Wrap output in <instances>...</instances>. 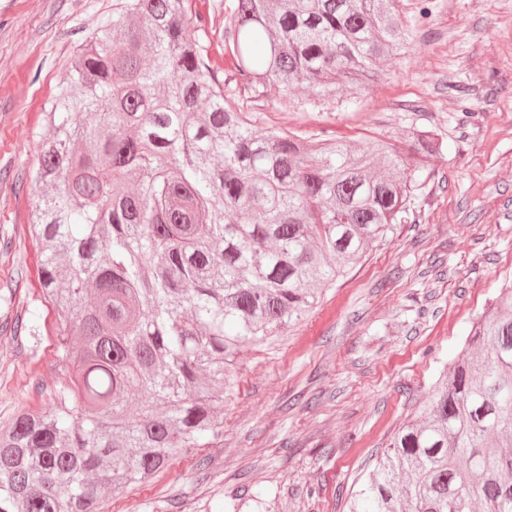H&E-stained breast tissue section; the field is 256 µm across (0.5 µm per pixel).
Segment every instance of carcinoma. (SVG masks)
<instances>
[{
  "label": "carcinoma",
  "instance_id": "cac0c4a2",
  "mask_svg": "<svg viewBox=\"0 0 512 512\" xmlns=\"http://www.w3.org/2000/svg\"><path fill=\"white\" fill-rule=\"evenodd\" d=\"M396 2L232 0L219 66L196 0H112L45 109L31 236L67 381L0 427V512H96L217 436L224 367L410 223L434 132L364 150L238 105L366 86L409 38ZM349 512H512V286Z\"/></svg>",
  "mask_w": 512,
  "mask_h": 512
}]
</instances>
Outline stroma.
Masks as SVG:
<instances>
[{
    "instance_id": "35a3bbf8",
    "label": "stroma",
    "mask_w": 512,
    "mask_h": 512,
    "mask_svg": "<svg viewBox=\"0 0 512 512\" xmlns=\"http://www.w3.org/2000/svg\"><path fill=\"white\" fill-rule=\"evenodd\" d=\"M412 35L362 91L244 102L259 124L362 144L429 129L443 143L396 225L282 335L246 347L224 380L222 435L101 512H347L395 430L459 357L512 280V0H399ZM112 0H0V425L44 411L64 380L56 314L37 282L29 177L44 109ZM474 117L460 123L462 108ZM36 320V337L14 322Z\"/></svg>"
}]
</instances>
